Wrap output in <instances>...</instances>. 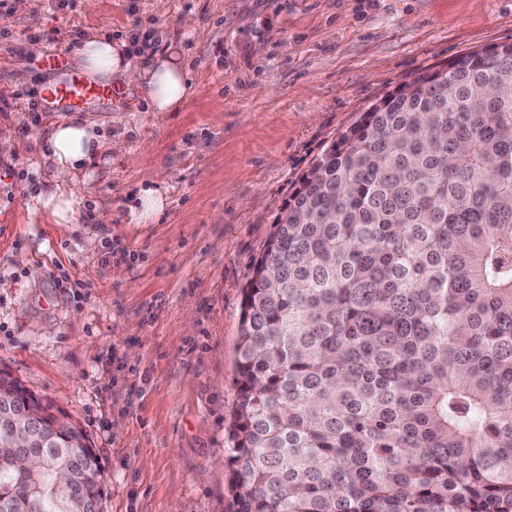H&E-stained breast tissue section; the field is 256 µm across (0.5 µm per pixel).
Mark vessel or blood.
Returning a JSON list of instances; mask_svg holds the SVG:
<instances>
[{
	"instance_id": "vessel-or-blood-1",
	"label": "vessel or blood",
	"mask_w": 512,
	"mask_h": 512,
	"mask_svg": "<svg viewBox=\"0 0 512 512\" xmlns=\"http://www.w3.org/2000/svg\"><path fill=\"white\" fill-rule=\"evenodd\" d=\"M67 55V49L60 46L45 57L46 67L57 70L59 77L39 93L44 111L78 112L88 102L116 98L117 91L112 86L91 82L80 73L69 70Z\"/></svg>"
}]
</instances>
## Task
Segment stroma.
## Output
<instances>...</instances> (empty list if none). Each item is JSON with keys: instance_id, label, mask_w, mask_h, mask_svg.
<instances>
[{"instance_id": "stroma-1", "label": "stroma", "mask_w": 512, "mask_h": 512, "mask_svg": "<svg viewBox=\"0 0 512 512\" xmlns=\"http://www.w3.org/2000/svg\"><path fill=\"white\" fill-rule=\"evenodd\" d=\"M0 15V371L85 430L103 512H233L224 446L237 405L242 290L299 178L373 104L422 72L512 41V0H8ZM181 14L191 28L173 26ZM25 24H17V17ZM92 35L131 61L175 55L192 92L151 111L51 115L45 54ZM90 122L102 157L72 223L38 208L39 143ZM155 182L159 217L128 206Z\"/></svg>"}]
</instances>
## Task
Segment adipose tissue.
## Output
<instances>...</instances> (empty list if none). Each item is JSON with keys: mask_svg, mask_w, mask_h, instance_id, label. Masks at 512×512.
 Masks as SVG:
<instances>
[{"mask_svg": "<svg viewBox=\"0 0 512 512\" xmlns=\"http://www.w3.org/2000/svg\"><path fill=\"white\" fill-rule=\"evenodd\" d=\"M126 49L125 41L90 36L82 41L75 55L90 80L126 81L142 86L154 111L178 110L190 93L188 74L179 61L169 56L160 57L152 66L138 69L133 67ZM101 148L102 138L89 122H62L46 136L42 155L52 167L54 188L38 196L37 203L56 223H71L75 213V187L92 167Z\"/></svg>", "mask_w": 512, "mask_h": 512, "instance_id": "ef3b65f1", "label": "adipose tissue"}]
</instances>
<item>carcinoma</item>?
<instances>
[{
  "mask_svg": "<svg viewBox=\"0 0 512 512\" xmlns=\"http://www.w3.org/2000/svg\"><path fill=\"white\" fill-rule=\"evenodd\" d=\"M239 348L235 512H512V42L399 86L301 176ZM0 446V512H102L83 428L5 372Z\"/></svg>",
  "mask_w": 512,
  "mask_h": 512,
  "instance_id": "cac0c4a2",
  "label": "carcinoma"
}]
</instances>
